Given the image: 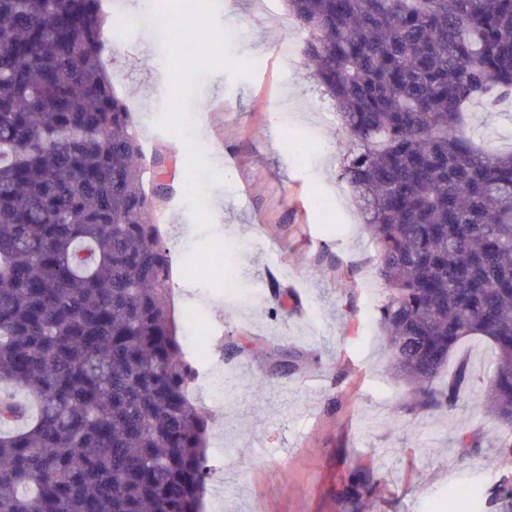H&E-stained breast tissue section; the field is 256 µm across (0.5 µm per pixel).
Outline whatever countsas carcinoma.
Segmentation results:
<instances>
[{
	"mask_svg": "<svg viewBox=\"0 0 512 512\" xmlns=\"http://www.w3.org/2000/svg\"><path fill=\"white\" fill-rule=\"evenodd\" d=\"M336 105L341 178L377 252L390 362L425 407L472 336L497 361L483 406L512 462V151L466 109L512 97V0H284ZM102 0H0V512H202L212 468L174 258L144 144L103 63ZM272 372L297 369L269 354ZM347 491L371 492L363 471ZM512 512V475L488 497Z\"/></svg>",
	"mask_w": 512,
	"mask_h": 512,
	"instance_id": "obj_1",
	"label": "carcinoma"
}]
</instances>
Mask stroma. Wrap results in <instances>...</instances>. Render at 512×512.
Segmentation results:
<instances>
[{
	"mask_svg": "<svg viewBox=\"0 0 512 512\" xmlns=\"http://www.w3.org/2000/svg\"><path fill=\"white\" fill-rule=\"evenodd\" d=\"M126 2L109 12L137 30L106 61L144 140V187L159 160L168 181H205L156 214L175 256L183 349L195 344L184 313L199 307L209 333L195 366L231 381L192 394L209 417L204 512H486L485 494L508 472L490 464L498 424L482 408L494 350L477 337L462 343L454 360L471 383L448 411L417 405L393 374L378 323L384 295L364 284L375 246L340 177L336 108L307 61L282 55L301 45L296 24H282L281 8L260 13L256 0H215L192 23L206 35L201 71L161 62L173 37L143 21L150 9L180 12L182 0ZM469 132L512 149V103L472 108ZM200 256L214 261L202 283L184 272ZM228 275L245 296H225ZM232 336L249 345L228 358ZM275 348L293 353L297 370L272 375ZM462 429L479 432L478 447L458 446ZM354 469L374 485L356 501L342 493Z\"/></svg>",
	"mask_w": 512,
	"mask_h": 512,
	"instance_id": "1",
	"label": "stroma"
}]
</instances>
